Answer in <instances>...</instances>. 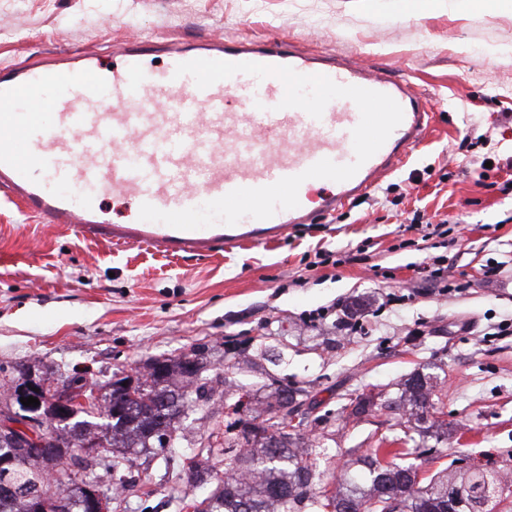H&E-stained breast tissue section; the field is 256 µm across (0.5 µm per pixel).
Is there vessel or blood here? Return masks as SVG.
<instances>
[{
    "label": "vessel or blood",
    "instance_id": "b4317fda",
    "mask_svg": "<svg viewBox=\"0 0 512 512\" xmlns=\"http://www.w3.org/2000/svg\"><path fill=\"white\" fill-rule=\"evenodd\" d=\"M194 59L289 66L342 86L390 95L403 120L349 180H305L299 205L270 218L194 230L134 219L115 224L104 197L163 211L199 206L240 188L271 185L322 159H355L356 104L332 100L321 118L281 108L283 83L239 73L201 89L178 64ZM432 120L406 80L379 68L336 61L276 42L226 46L205 41L171 48L156 64L146 48L112 56L87 54L54 64L0 69V190L46 223L72 225L83 238L147 245L172 254L208 256L220 246L263 244L299 224L335 215L403 164Z\"/></svg>",
    "mask_w": 512,
    "mask_h": 512
}]
</instances>
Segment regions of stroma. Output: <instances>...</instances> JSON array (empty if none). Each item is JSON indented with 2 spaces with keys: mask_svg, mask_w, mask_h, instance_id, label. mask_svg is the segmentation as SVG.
Wrapping results in <instances>:
<instances>
[{
  "mask_svg": "<svg viewBox=\"0 0 512 512\" xmlns=\"http://www.w3.org/2000/svg\"><path fill=\"white\" fill-rule=\"evenodd\" d=\"M396 0H0V67L135 39H285L405 76L434 123L403 165L320 224L268 244L171 257L80 238L0 194V365L80 369L107 380L157 357L199 355L218 418L180 420L185 450L223 441L225 393L263 409L278 383L304 388L303 437L317 468L352 460L401 430L355 417L350 393L395 395L415 370L437 376L448 436L426 474L457 460L512 475V0L489 9L396 13ZM444 224L422 240L413 216ZM441 260L455 288L421 277ZM500 272L485 277L487 266ZM238 368L225 372V360ZM148 483L127 512H192L210 491L181 457L137 455Z\"/></svg>",
  "mask_w": 512,
  "mask_h": 512,
  "instance_id": "1",
  "label": "stroma"
}]
</instances>
